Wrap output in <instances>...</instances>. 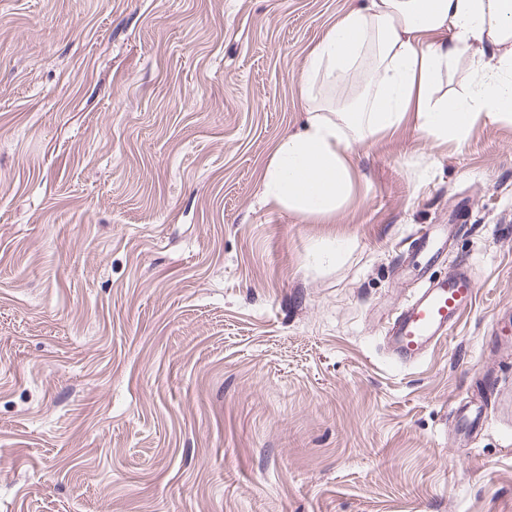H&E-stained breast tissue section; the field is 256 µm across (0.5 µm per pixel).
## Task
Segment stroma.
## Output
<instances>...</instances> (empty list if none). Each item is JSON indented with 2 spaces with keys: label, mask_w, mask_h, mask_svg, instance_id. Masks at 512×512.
Returning a JSON list of instances; mask_svg holds the SVG:
<instances>
[{
  "label": "stroma",
  "mask_w": 512,
  "mask_h": 512,
  "mask_svg": "<svg viewBox=\"0 0 512 512\" xmlns=\"http://www.w3.org/2000/svg\"><path fill=\"white\" fill-rule=\"evenodd\" d=\"M357 0H0V512H512V121L353 147L326 224L264 203ZM478 285L412 364L427 232ZM485 379L487 395H474L465 410H461L458 414L460 423L466 429H470L485 414L486 409L492 406V396H494V404L499 402L500 389L499 383L495 375L487 374ZM489 396V400L487 398Z\"/></svg>",
  "instance_id": "obj_1"
}]
</instances>
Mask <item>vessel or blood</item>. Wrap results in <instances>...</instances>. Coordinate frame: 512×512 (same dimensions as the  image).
Returning <instances> with one entry per match:
<instances>
[{
  "mask_svg": "<svg viewBox=\"0 0 512 512\" xmlns=\"http://www.w3.org/2000/svg\"><path fill=\"white\" fill-rule=\"evenodd\" d=\"M468 230L467 225L454 224L448 238L427 236L420 241L423 263L418 273L420 286L388 321L386 336L393 358L403 364L422 359L428 350L447 338L462 313L471 307L477 296V286L469 271L466 258H459L445 276L437 277L433 267L448 252V239ZM486 394L474 395L459 419L464 428H472L491 407L493 397L499 396L495 375L485 379Z\"/></svg>",
  "mask_w": 512,
  "mask_h": 512,
  "instance_id": "b4317fda",
  "label": "vessel or blood"
}]
</instances>
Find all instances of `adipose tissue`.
Listing matches in <instances>:
<instances>
[{"instance_id": "ef3b65f1", "label": "adipose tissue", "mask_w": 512, "mask_h": 512, "mask_svg": "<svg viewBox=\"0 0 512 512\" xmlns=\"http://www.w3.org/2000/svg\"><path fill=\"white\" fill-rule=\"evenodd\" d=\"M464 59L472 82L457 94L445 79ZM300 96L308 116L277 143L261 197L327 221L353 194V146L409 121L461 143L481 118L512 120V0H358L309 51Z\"/></svg>"}]
</instances>
